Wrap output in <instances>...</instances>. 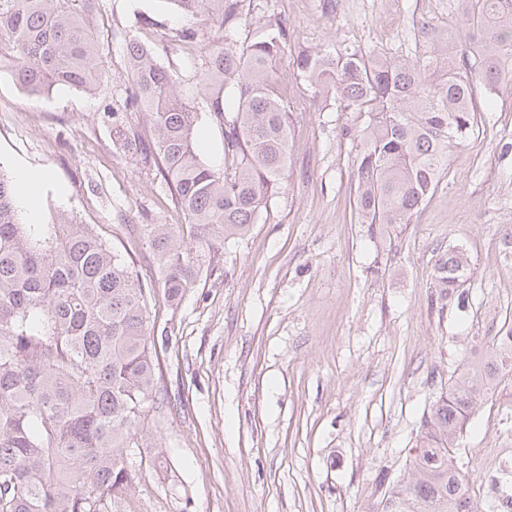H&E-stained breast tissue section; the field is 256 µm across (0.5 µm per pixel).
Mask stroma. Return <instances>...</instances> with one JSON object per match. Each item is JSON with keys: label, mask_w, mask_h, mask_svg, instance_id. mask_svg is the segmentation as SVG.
I'll list each match as a JSON object with an SVG mask.
<instances>
[{"label": "stroma", "mask_w": 512, "mask_h": 512, "mask_svg": "<svg viewBox=\"0 0 512 512\" xmlns=\"http://www.w3.org/2000/svg\"><path fill=\"white\" fill-rule=\"evenodd\" d=\"M251 28H286L279 67L294 117L288 178L249 233L219 245L179 305L150 301L159 395L134 448L136 493L123 512H375L386 483L408 475L421 419L457 366L512 313V84L477 95L478 128L410 223L370 234L354 206L352 111L315 102L294 60L348 48L416 59L448 0H245ZM183 18L161 0H97L95 93L33 96L0 49V166L42 174L35 223L95 225L137 270L155 265L140 227L181 224L160 173L116 142L104 111L132 90L125 41L151 44L182 93L203 69L200 44L164 49ZM202 158L224 164V135L198 102ZM464 251L466 308L441 299L436 260ZM160 466H152L154 448ZM480 503L512 496V379L477 406L455 440Z\"/></svg>", "instance_id": "obj_1"}]
</instances>
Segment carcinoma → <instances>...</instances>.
I'll list each match as a JSON object with an SVG mask.
<instances>
[{"mask_svg": "<svg viewBox=\"0 0 512 512\" xmlns=\"http://www.w3.org/2000/svg\"><path fill=\"white\" fill-rule=\"evenodd\" d=\"M93 2L0 0V41L15 52L20 87L96 89ZM163 2L220 33L205 52L196 94L223 131L224 169L198 155L195 107L135 35L125 44L133 85L125 108L145 112L151 134L117 112L104 116L127 153L157 167L188 220L186 233L177 224L141 225L159 281L143 280L88 224L21 222L14 180L0 166V512H121L138 483L126 449L156 394L151 290L178 304L217 242L245 236L286 182L293 119L276 70L285 28L257 29L238 50L229 35L248 25L244 0ZM507 56L512 0H457L448 31L414 61L346 49L297 57L314 98L364 116L354 204L369 231L410 222L437 187L450 146L475 131L477 89L497 91ZM468 267L459 249L435 264L437 287L461 308ZM507 378L512 328L455 370L422 421L409 477L388 486L382 512H478L453 441Z\"/></svg>", "mask_w": 512, "mask_h": 512, "instance_id": "1", "label": "carcinoma"}]
</instances>
